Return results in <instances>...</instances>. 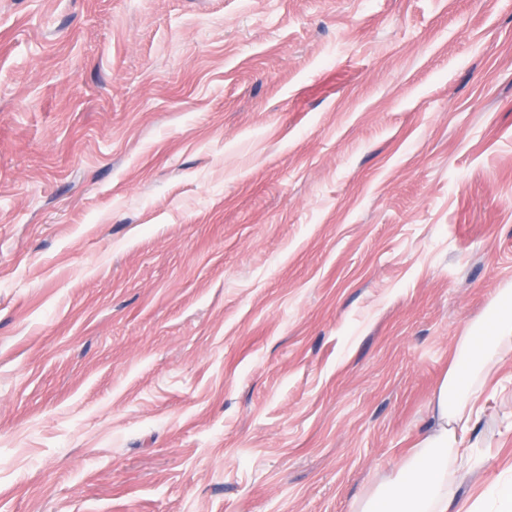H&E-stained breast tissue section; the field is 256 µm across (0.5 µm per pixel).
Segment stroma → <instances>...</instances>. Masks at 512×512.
<instances>
[{
    "instance_id": "35a3bbf8",
    "label": "stroma",
    "mask_w": 512,
    "mask_h": 512,
    "mask_svg": "<svg viewBox=\"0 0 512 512\" xmlns=\"http://www.w3.org/2000/svg\"><path fill=\"white\" fill-rule=\"evenodd\" d=\"M507 288L512 0H0V512H351Z\"/></svg>"
}]
</instances>
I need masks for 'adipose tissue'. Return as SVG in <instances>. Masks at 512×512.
<instances>
[{"label": "adipose tissue", "mask_w": 512, "mask_h": 512, "mask_svg": "<svg viewBox=\"0 0 512 512\" xmlns=\"http://www.w3.org/2000/svg\"><path fill=\"white\" fill-rule=\"evenodd\" d=\"M512 350V293L499 296L487 326L460 337L452 365L436 389L432 405L436 426L402 461L396 474L379 485L353 512H449L448 470L470 469L471 448L458 443L480 407L491 364Z\"/></svg>", "instance_id": "obj_1"}]
</instances>
